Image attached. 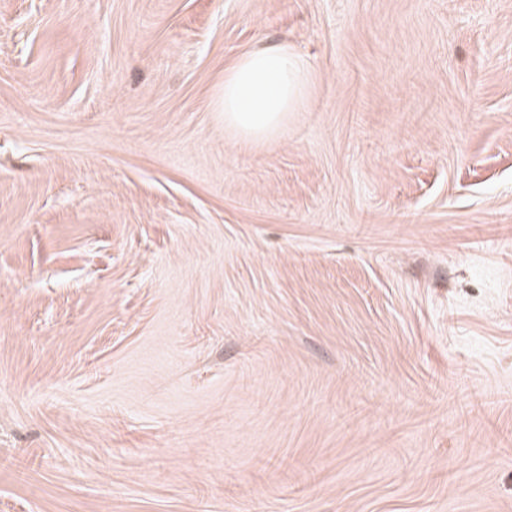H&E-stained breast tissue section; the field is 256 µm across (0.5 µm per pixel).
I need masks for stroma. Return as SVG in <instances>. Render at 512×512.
Listing matches in <instances>:
<instances>
[{"label": "stroma", "instance_id": "1", "mask_svg": "<svg viewBox=\"0 0 512 512\" xmlns=\"http://www.w3.org/2000/svg\"><path fill=\"white\" fill-rule=\"evenodd\" d=\"M0 512H512V0H0ZM306 59L280 42L248 51L224 69L217 102L224 128L259 142L280 134L301 109L310 86Z\"/></svg>", "mask_w": 512, "mask_h": 512}]
</instances>
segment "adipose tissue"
I'll use <instances>...</instances> for the list:
<instances>
[{
    "label": "adipose tissue",
    "mask_w": 512,
    "mask_h": 512,
    "mask_svg": "<svg viewBox=\"0 0 512 512\" xmlns=\"http://www.w3.org/2000/svg\"><path fill=\"white\" fill-rule=\"evenodd\" d=\"M310 86V66L287 43L248 51L224 70L217 102L224 126L243 140L280 134L289 113L301 109Z\"/></svg>",
    "instance_id": "ef3b65f1"
}]
</instances>
